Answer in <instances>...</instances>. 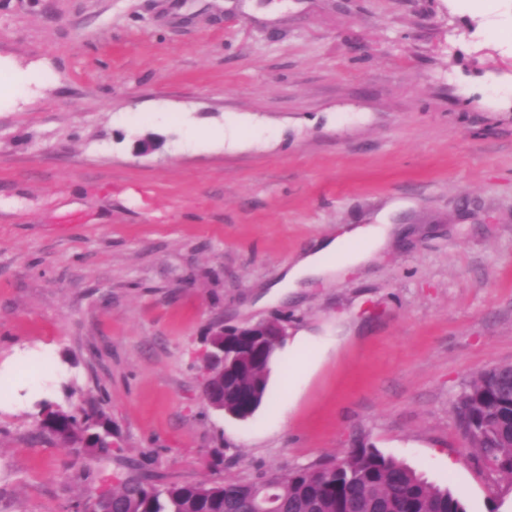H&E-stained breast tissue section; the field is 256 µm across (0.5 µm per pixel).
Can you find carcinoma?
I'll return each mask as SVG.
<instances>
[{
  "label": "carcinoma",
  "instance_id": "obj_1",
  "mask_svg": "<svg viewBox=\"0 0 512 512\" xmlns=\"http://www.w3.org/2000/svg\"><path fill=\"white\" fill-rule=\"evenodd\" d=\"M270 361L242 348L233 369L203 367L202 377L224 375V407L252 416L262 405ZM508 366L480 373L452 404L455 414L484 425L482 438L467 441L498 472L512 477V395L492 386ZM43 429L60 442L85 445L88 455L112 454L109 419L91 406L64 410L42 403ZM118 479L94 501L96 512H467L461 497L427 482L416 471L375 448H355L339 463L271 471L255 480L205 483L155 482L145 465Z\"/></svg>",
  "mask_w": 512,
  "mask_h": 512
}]
</instances>
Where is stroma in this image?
Listing matches in <instances>:
<instances>
[{
	"label": "stroma",
	"mask_w": 512,
	"mask_h": 512,
	"mask_svg": "<svg viewBox=\"0 0 512 512\" xmlns=\"http://www.w3.org/2000/svg\"><path fill=\"white\" fill-rule=\"evenodd\" d=\"M458 3L0 0V61L42 72H0V512H74L133 462L211 484L360 446L512 512L452 410L512 362V0ZM385 222L371 264L266 300ZM275 319L264 404L212 409L206 336ZM35 353L50 371L23 373ZM41 399L100 406L116 452L73 457ZM394 230L393 224H355L288 264L271 288L297 291L313 281L337 276L346 267L367 265L383 250Z\"/></svg>",
	"instance_id": "obj_1"
}]
</instances>
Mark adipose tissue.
Here are the masks:
<instances>
[{"mask_svg": "<svg viewBox=\"0 0 512 512\" xmlns=\"http://www.w3.org/2000/svg\"><path fill=\"white\" fill-rule=\"evenodd\" d=\"M393 230L390 224H358L324 239L284 268L279 285L296 291L337 276L345 268L369 264L386 246Z\"/></svg>", "mask_w": 512, "mask_h": 512, "instance_id": "ef3b65f1", "label": "adipose tissue"}]
</instances>
